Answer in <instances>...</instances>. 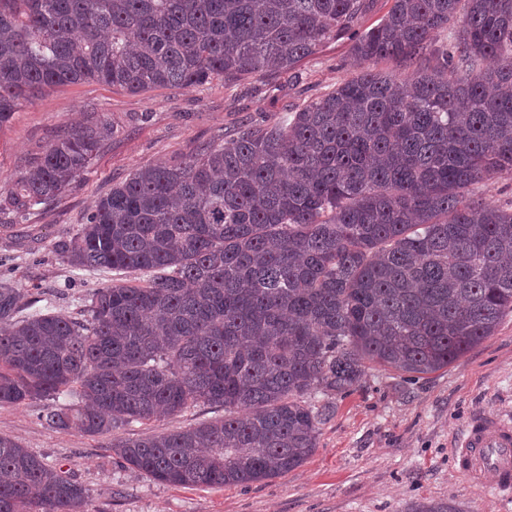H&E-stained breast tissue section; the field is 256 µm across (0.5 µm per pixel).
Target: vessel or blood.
Instances as JSON below:
<instances>
[{
	"instance_id": "vessel-or-blood-1",
	"label": "vessel or blood",
	"mask_w": 512,
	"mask_h": 512,
	"mask_svg": "<svg viewBox=\"0 0 512 512\" xmlns=\"http://www.w3.org/2000/svg\"><path fill=\"white\" fill-rule=\"evenodd\" d=\"M458 472L472 484L512 494V421L494 414L473 417L452 449Z\"/></svg>"
}]
</instances>
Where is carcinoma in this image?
Segmentation results:
<instances>
[{
    "label": "carcinoma",
    "mask_w": 512,
    "mask_h": 512,
    "mask_svg": "<svg viewBox=\"0 0 512 512\" xmlns=\"http://www.w3.org/2000/svg\"><path fill=\"white\" fill-rule=\"evenodd\" d=\"M0 0V127L46 87L142 93L291 70L353 41L363 70L292 118L245 126L179 162L148 164L56 242L82 270L138 272L85 318L37 312L0 282V406L98 436L198 404L224 417L112 443L175 486L272 479L315 448L330 406L369 365L440 370L512 312V203L470 196L512 172V0ZM454 42L434 36L454 22ZM112 135L67 127L0 194L15 220L67 192ZM90 489L0 436V512H83ZM409 512H459L442 502Z\"/></svg>",
    "instance_id": "1"
}]
</instances>
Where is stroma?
<instances>
[{"mask_svg":"<svg viewBox=\"0 0 512 512\" xmlns=\"http://www.w3.org/2000/svg\"><path fill=\"white\" fill-rule=\"evenodd\" d=\"M350 47L347 39L334 42L298 70L234 83L215 78L140 94L95 82L44 89L0 129V190L11 188L66 125L104 115L114 132L62 197L26 221L0 224V281L26 289L39 309L82 317L92 293L113 275L71 267L52 244L76 232L94 200L143 165L177 162L243 126L291 116L362 70ZM306 400L329 405L332 413L305 462L277 478L222 488L155 482L123 467L111 448L119 438L166 434L223 416L216 406L200 404L90 437L49 427L40 418L41 402L27 400L0 406V435L90 488L84 512H407L412 503L429 501L461 512H512V499L471 484L451 458L473 416L512 418V314L448 367L409 380L375 366L346 395L315 390Z\"/></svg>","mask_w":512,"mask_h":512,"instance_id":"1","label":"stroma"}]
</instances>
